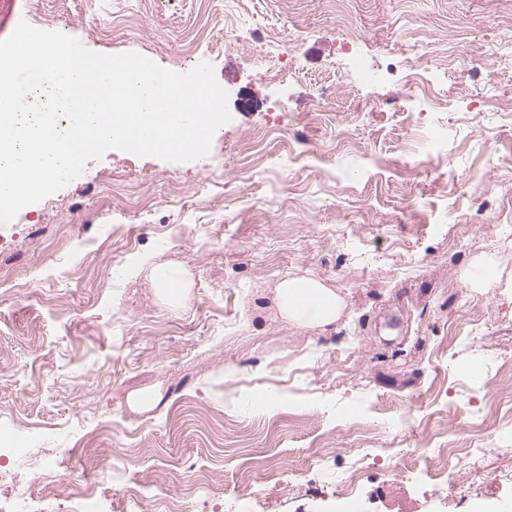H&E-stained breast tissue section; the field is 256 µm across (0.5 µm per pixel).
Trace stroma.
Returning <instances> with one entry per match:
<instances>
[{
    "label": "stroma",
    "instance_id": "1",
    "mask_svg": "<svg viewBox=\"0 0 512 512\" xmlns=\"http://www.w3.org/2000/svg\"><path fill=\"white\" fill-rule=\"evenodd\" d=\"M347 19L392 67L377 84ZM22 20L174 71L193 56L252 100L206 158L113 150L0 225V423L58 450L53 483L119 506L111 457L150 486L143 512H328L357 468L356 512H512V58L480 65L512 0H0V39ZM242 27L292 57L284 85ZM168 265L180 308L152 278ZM294 275L344 298L336 324L281 317ZM159 270H164L167 273L168 280L166 282L161 281L165 279V273L163 271L159 272L157 275ZM153 278L156 286L160 288L161 293L168 301L173 304H178L183 300L188 285L185 278L177 269L167 266L156 267L153 271Z\"/></svg>",
    "mask_w": 512,
    "mask_h": 512
}]
</instances>
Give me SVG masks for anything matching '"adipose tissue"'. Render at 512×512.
<instances>
[{
    "label": "adipose tissue",
    "mask_w": 512,
    "mask_h": 512,
    "mask_svg": "<svg viewBox=\"0 0 512 512\" xmlns=\"http://www.w3.org/2000/svg\"><path fill=\"white\" fill-rule=\"evenodd\" d=\"M281 316L302 328H326L335 324L345 310L344 299L322 282L308 277H288L276 288Z\"/></svg>",
    "instance_id": "obj_1"
}]
</instances>
